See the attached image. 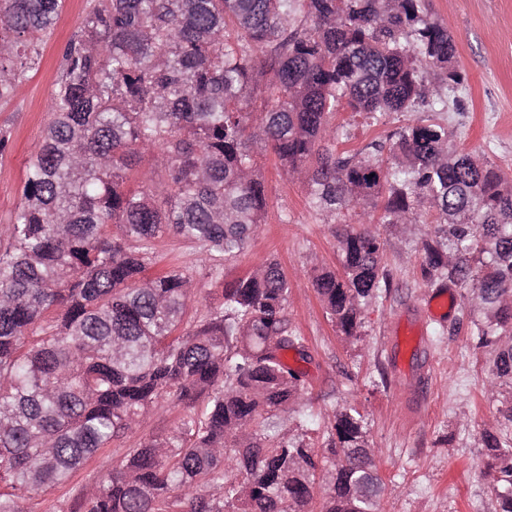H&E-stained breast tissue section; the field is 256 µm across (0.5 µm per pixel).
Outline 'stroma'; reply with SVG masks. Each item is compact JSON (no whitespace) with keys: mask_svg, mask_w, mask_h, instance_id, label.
<instances>
[{"mask_svg":"<svg viewBox=\"0 0 512 512\" xmlns=\"http://www.w3.org/2000/svg\"><path fill=\"white\" fill-rule=\"evenodd\" d=\"M91 0H64L55 30L43 49L38 71L9 101L0 104V127L10 134L0 153V224L10 223L21 202L28 160L41 148L49 119L47 101L55 88L59 53L78 28ZM433 18L447 25L458 48V64L467 77L461 109L437 113L459 149L500 166L512 175V0H429ZM419 112L393 114L375 123L343 109L334 121L351 138L347 150L380 140L397 127L422 120ZM258 166L268 200L264 224L246 252L225 261L221 278L196 244L176 237L156 239L147 275L178 265L194 280L198 293L188 305L196 321L206 303L216 302L218 284L249 276L266 259H277L290 283L288 316L306 339L312 356L306 363L307 402L300 413L276 416L280 430L304 434L323 446L329 417L354 404L370 422L379 450L378 469L385 484L380 512H496L497 503L483 471L482 429L495 427L498 403L485 394L488 354L476 345L479 313L455 305L444 323H432L421 346H391L392 328L403 311L420 306L431 287L421 275L416 239L404 226H379L384 264L392 279L390 294L362 310L361 342L343 340L312 286L321 267H337V242L311 207L306 188L292 180L273 156ZM399 357L407 369L428 375V399L413 415L393 386L382 385L379 367ZM183 415L181 406L164 402L160 413L136 433L113 442L111 465L125 449L149 436H172ZM100 473L86 468L66 487L27 501L28 512H64L73 496L91 487Z\"/></svg>","mask_w":512,"mask_h":512,"instance_id":"35a3bbf8","label":"stroma"}]
</instances>
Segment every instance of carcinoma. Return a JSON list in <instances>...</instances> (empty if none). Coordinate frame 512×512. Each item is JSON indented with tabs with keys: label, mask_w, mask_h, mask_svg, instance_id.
I'll list each match as a JSON object with an SVG mask.
<instances>
[{
	"label": "carcinoma",
	"mask_w": 512,
	"mask_h": 512,
	"mask_svg": "<svg viewBox=\"0 0 512 512\" xmlns=\"http://www.w3.org/2000/svg\"><path fill=\"white\" fill-rule=\"evenodd\" d=\"M64 0H0V102L38 69ZM466 76L425 0H95L65 45L22 202L0 228V512L69 483L168 399L171 438L148 437L80 494L71 512H377L384 483L366 417L334 413L326 454L280 432L307 363L276 259L222 288L191 324L194 284L147 277L153 241L199 244L220 274L267 213L256 156L274 154L330 225L341 271L313 287L346 340L388 293L384 243L338 221L370 208L417 231L432 287L469 288L507 395L481 445L499 512H512V180L419 121L354 153L340 107L379 120L429 112ZM164 169L137 191L127 171ZM436 210L437 224L423 219ZM234 468L243 480L227 477Z\"/></svg>",
	"instance_id": "obj_1"
}]
</instances>
